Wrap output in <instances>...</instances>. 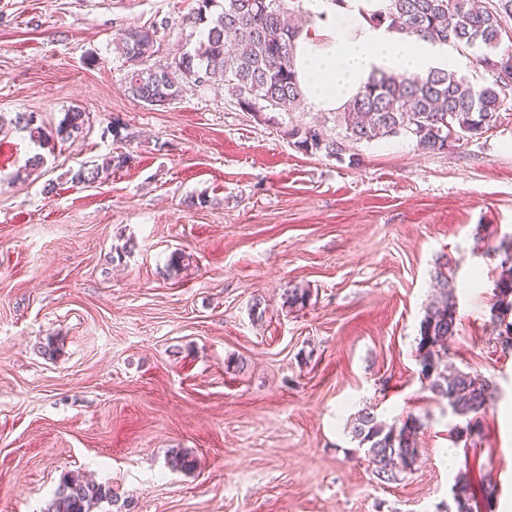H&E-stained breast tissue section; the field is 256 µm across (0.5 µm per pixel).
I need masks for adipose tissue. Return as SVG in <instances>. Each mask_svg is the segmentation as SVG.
<instances>
[{
  "label": "adipose tissue",
  "instance_id": "adipose-tissue-1",
  "mask_svg": "<svg viewBox=\"0 0 512 512\" xmlns=\"http://www.w3.org/2000/svg\"><path fill=\"white\" fill-rule=\"evenodd\" d=\"M314 24L295 44L300 86L314 109L334 112L372 74L415 75L432 68L457 69L461 58L448 46L406 38L370 23L376 0H306Z\"/></svg>",
  "mask_w": 512,
  "mask_h": 512
}]
</instances>
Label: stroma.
<instances>
[{
    "label": "stroma",
    "mask_w": 512,
    "mask_h": 512,
    "mask_svg": "<svg viewBox=\"0 0 512 512\" xmlns=\"http://www.w3.org/2000/svg\"><path fill=\"white\" fill-rule=\"evenodd\" d=\"M196 5L0 0V113L89 116L29 176L35 146L0 132V512H43L67 472L131 512H448L465 471L512 512V349L492 329L487 253L512 239V96L495 128L448 151L391 137L353 146V163L289 142L285 125L324 121L308 105L271 125L220 86L159 110L129 98L113 36L165 18L163 54L191 49L181 20ZM119 153L105 182L74 180ZM442 262L460 319L448 361L491 392L464 442L417 374ZM294 287L306 306L286 304ZM367 406L422 424L419 462L395 482L356 450ZM176 450L192 471L169 467Z\"/></svg>",
    "instance_id": "35a3bbf8"
}]
</instances>
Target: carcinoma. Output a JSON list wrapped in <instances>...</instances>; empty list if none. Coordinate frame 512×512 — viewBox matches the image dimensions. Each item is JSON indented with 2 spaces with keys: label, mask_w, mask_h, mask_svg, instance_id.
I'll return each instance as SVG.
<instances>
[{
  "label": "carcinoma",
  "mask_w": 512,
  "mask_h": 512,
  "mask_svg": "<svg viewBox=\"0 0 512 512\" xmlns=\"http://www.w3.org/2000/svg\"><path fill=\"white\" fill-rule=\"evenodd\" d=\"M198 7L182 24L199 34L193 52L159 58V30L169 26L164 19L150 27L120 30L112 40L115 50L128 63L126 92L132 99L154 108H164L182 96L189 85L201 87L212 75L224 77V92L230 105L243 112H259L261 120L276 122L273 113L296 112L302 105L294 60L300 29L288 19L303 10L302 0H197ZM368 20L408 36L434 43L471 49L491 80L478 86L448 70H430L410 77L378 74L342 109L334 122L352 143L370 144L383 138L405 136L425 153H443L448 148L496 127L506 97V78L512 79V55L500 54L498 46L512 31V0H491L479 6L475 0H384L369 13ZM9 124L26 132L41 148L83 134L89 116L76 108L64 113L55 127L39 121L33 112H17ZM294 147L305 153L323 152L344 160V142L320 124H296L283 130ZM129 157L110 156L105 163L81 167L74 179L96 183L123 168ZM501 257L490 307L498 336L512 341V241L492 248ZM436 294L420 321L417 342L418 375L431 392L465 426L455 428L461 439L481 428L490 393L479 375L448 371V338L456 335L459 319L454 289L448 276L436 272ZM421 423L409 416L387 424L373 410L355 415L352 437L356 451L364 453L378 479L390 483L414 468L421 449ZM172 469L191 471L195 459L177 450L168 459ZM117 496L108 485L66 473L61 478L47 512H101ZM455 512H492L494 487H484L477 500L468 473L453 486Z\"/></svg>",
  "instance_id": "carcinoma-1"
}]
</instances>
